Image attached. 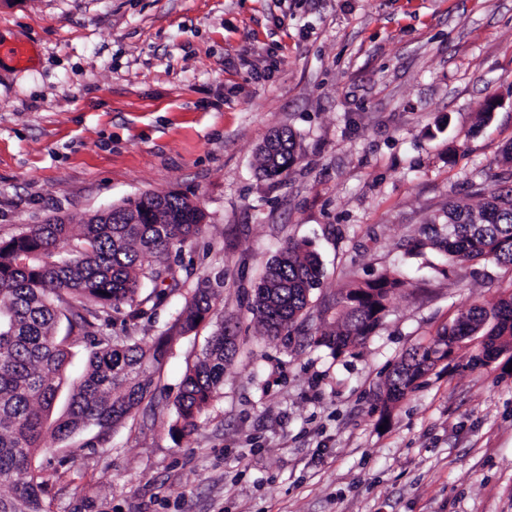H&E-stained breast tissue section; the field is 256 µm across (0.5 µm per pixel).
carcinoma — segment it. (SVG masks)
I'll return each mask as SVG.
<instances>
[{
  "mask_svg": "<svg viewBox=\"0 0 512 512\" xmlns=\"http://www.w3.org/2000/svg\"><path fill=\"white\" fill-rule=\"evenodd\" d=\"M258 161L266 177L286 172L296 161L293 134L270 135L258 149ZM446 218V232L432 230L415 248L436 249L450 265L493 259L512 266V168L486 189L482 205L450 202ZM203 220L201 209L177 193H145L89 216L77 230L53 217L0 240V484L11 489L0 494V512H50L55 475L33 464L45 436L65 443L92 431L86 447L105 448L132 411L154 398L149 367L161 365L165 351L130 330L181 291L171 257L204 232ZM321 276L318 254L306 244L282 248L254 289L252 311L267 334L290 332ZM223 285L203 278L183 294L169 338L195 329ZM404 285L402 278L383 274L341 293L335 330L314 337L313 344L336 356L358 347L379 325L391 294ZM116 315L122 316V336L105 331ZM466 336L482 337L470 359L474 367L512 347V293L490 309L470 308L438 330L430 344L407 353L378 400L385 407L398 402ZM81 344L87 359L75 372L72 349ZM236 351V336L219 327L182 380L175 400L181 431L193 428L220 393L224 368Z\"/></svg>",
  "mask_w": 512,
  "mask_h": 512,
  "instance_id": "1",
  "label": "carcinoma"
}]
</instances>
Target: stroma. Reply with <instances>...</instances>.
<instances>
[{"mask_svg":"<svg viewBox=\"0 0 512 512\" xmlns=\"http://www.w3.org/2000/svg\"><path fill=\"white\" fill-rule=\"evenodd\" d=\"M15 42L31 56H0V239L173 192L205 214L184 290L224 279L155 371L154 409L111 447L60 448L52 512H512V356L470 367L466 339L377 401L407 352L512 293L510 266L414 248L449 202L481 204L512 147V0H0ZM281 129L297 160L263 177L256 151ZM291 241L324 276L302 331L273 340L248 302ZM383 273L408 282L366 342L315 347L341 290ZM221 321L238 354L177 432L181 380Z\"/></svg>","mask_w":512,"mask_h":512,"instance_id":"stroma-1","label":"stroma"}]
</instances>
